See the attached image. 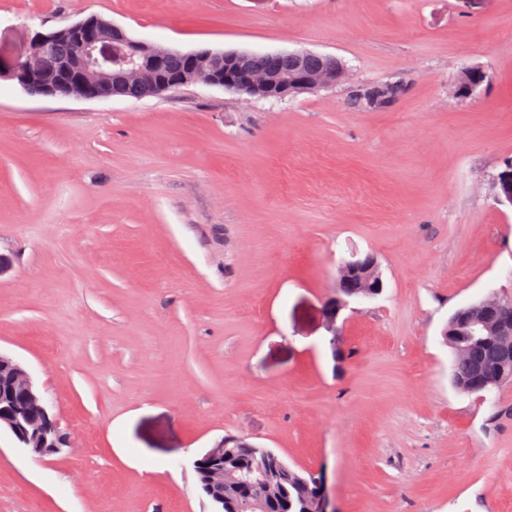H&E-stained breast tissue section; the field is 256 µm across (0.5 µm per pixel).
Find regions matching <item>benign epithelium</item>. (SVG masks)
I'll use <instances>...</instances> for the list:
<instances>
[{
  "label": "benign epithelium",
  "mask_w": 512,
  "mask_h": 512,
  "mask_svg": "<svg viewBox=\"0 0 512 512\" xmlns=\"http://www.w3.org/2000/svg\"><path fill=\"white\" fill-rule=\"evenodd\" d=\"M80 41L97 69L74 72L67 65L54 60L53 48L61 36ZM165 51L144 41L128 37L121 28L113 25L106 32L98 22L88 18L67 26L60 32H37L32 37L27 51L11 60L0 57V76L6 75L20 87L27 90L34 85L41 88V95L60 96L55 80L49 78L53 68H58L68 83L67 97L80 99H102L111 97L103 87L112 78H125L130 74L142 80L144 92L160 95L172 86L182 85L189 79L185 73L177 78L167 77L162 69ZM307 52L256 53L254 57L269 61L268 67L246 70L238 63L241 54L226 51L212 55L211 68L205 84L238 91L250 96L282 98L315 86H333L342 72V65L336 57L320 54L319 68L310 78L296 76L295 70L304 65ZM494 184L500 187V195L512 201V163L500 169ZM336 297L324 308V315L331 324H336L351 299H370L380 293L384 283L374 258L357 259L342 264L336 279ZM489 311L498 317V328L512 329V302L489 292L482 298L481 307L469 312L475 334L486 338L482 313ZM11 368V385L0 382V402L9 389L19 388L23 402L10 408L0 416L5 425L0 431L7 432L16 445L25 449L33 459L42 460L70 446L69 437L50 415L48 405L35 386L29 373L12 358L0 354V366ZM236 441L233 436L223 438L214 447L207 449L193 461V468L205 474L204 492L218 503H224V447ZM308 512H337L336 503L328 492L327 484L321 483L316 498Z\"/></svg>",
  "instance_id": "obj_1"
}]
</instances>
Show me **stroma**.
I'll use <instances>...</instances> for the list:
<instances>
[{"label":"stroma","mask_w":512,"mask_h":512,"mask_svg":"<svg viewBox=\"0 0 512 512\" xmlns=\"http://www.w3.org/2000/svg\"><path fill=\"white\" fill-rule=\"evenodd\" d=\"M98 15L182 52L332 55L281 99L196 84L44 97L0 78V353L71 445L0 433V512H212L224 436L326 477L340 512H512V382L456 390L444 331L512 299V0H0V51ZM481 68L469 98L460 75ZM402 94L366 109V85ZM385 284L337 325L344 261Z\"/></svg>","instance_id":"35a3bbf8"}]
</instances>
